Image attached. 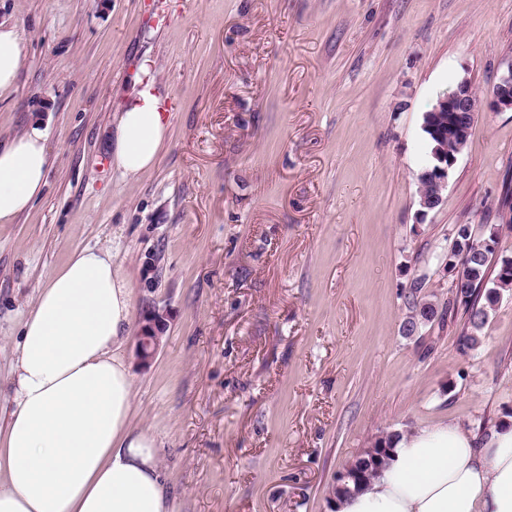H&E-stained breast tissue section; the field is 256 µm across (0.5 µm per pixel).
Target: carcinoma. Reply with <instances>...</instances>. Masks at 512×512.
<instances>
[{
  "instance_id": "obj_1",
  "label": "carcinoma",
  "mask_w": 512,
  "mask_h": 512,
  "mask_svg": "<svg viewBox=\"0 0 512 512\" xmlns=\"http://www.w3.org/2000/svg\"><path fill=\"white\" fill-rule=\"evenodd\" d=\"M423 133L428 145V159L418 175L421 197L429 192L428 172L439 165L435 157L439 147L448 148V154L451 155L460 144L455 131L445 130L440 138L426 128ZM501 220L500 224L490 225L485 236L479 239L472 235L468 224H456L452 228L453 246L445 258L451 283L448 308L444 309V313L454 315L463 312L460 342L467 349L478 346L490 311L499 303L502 291L512 288V257H496L502 229L512 230V196L508 194L503 199ZM426 283L427 277L421 275L410 285L407 296L410 315L402 327L407 336L412 335L416 325L423 321L429 322L437 315L434 304L420 297ZM399 437L400 433L395 432L375 440L363 455L346 468V473L338 477L335 493L358 490L370 481L386 466L393 444Z\"/></svg>"
}]
</instances>
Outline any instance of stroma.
<instances>
[{"instance_id": "35a3bbf8", "label": "stroma", "mask_w": 512, "mask_h": 512, "mask_svg": "<svg viewBox=\"0 0 512 512\" xmlns=\"http://www.w3.org/2000/svg\"><path fill=\"white\" fill-rule=\"evenodd\" d=\"M26 55L0 142L41 123L47 185L0 224V414L38 288L77 248L113 252L134 317L167 328L133 364L174 512H334L372 443L443 420L512 425V290L476 348L462 318L405 336L406 292L448 302L454 225L483 236L512 187V111L481 108L443 204L420 215L422 119L512 65V0H0ZM170 139L139 180L110 141L144 57Z\"/></svg>"}]
</instances>
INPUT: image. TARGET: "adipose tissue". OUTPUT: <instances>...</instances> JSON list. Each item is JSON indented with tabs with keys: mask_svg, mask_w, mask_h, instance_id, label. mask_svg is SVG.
<instances>
[{
	"mask_svg": "<svg viewBox=\"0 0 512 512\" xmlns=\"http://www.w3.org/2000/svg\"><path fill=\"white\" fill-rule=\"evenodd\" d=\"M25 46L0 23V97ZM143 59L120 112L112 163L127 179L156 165L169 124ZM46 133L30 125L0 147V224L27 212L48 176ZM134 288L111 252L84 247L38 289L10 374L13 408L0 423V512H173L157 442L133 425L125 355ZM336 512H512V426L479 437L453 422L396 440L363 489Z\"/></svg>",
	"mask_w": 512,
	"mask_h": 512,
	"instance_id": "obj_1",
	"label": "adipose tissue"
}]
</instances>
